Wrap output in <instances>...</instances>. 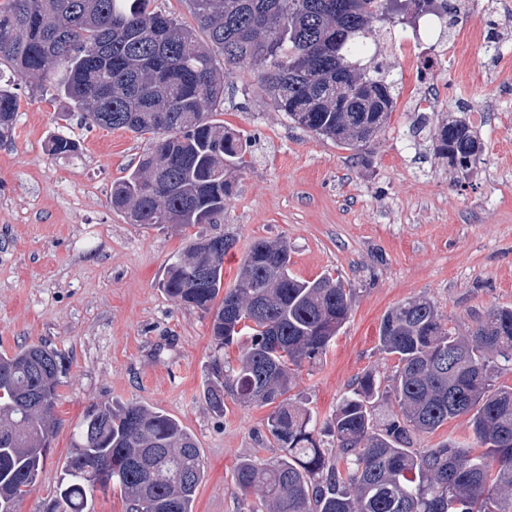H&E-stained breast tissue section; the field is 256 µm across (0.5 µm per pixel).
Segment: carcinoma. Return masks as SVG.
I'll list each match as a JSON object with an SVG mask.
<instances>
[{
  "instance_id": "carcinoma-1",
  "label": "carcinoma",
  "mask_w": 512,
  "mask_h": 512,
  "mask_svg": "<svg viewBox=\"0 0 512 512\" xmlns=\"http://www.w3.org/2000/svg\"><path fill=\"white\" fill-rule=\"evenodd\" d=\"M155 0H3L0 63L35 89L50 87L91 124L125 129L148 152L112 185V209L132 224H216L245 167L240 135L217 119L224 81L243 68L297 127L366 147L387 122L394 84L363 64L372 23H395L396 0H185L195 25ZM205 35L201 42L199 35ZM18 99L0 86V140ZM449 168L476 162L480 143L455 118L436 131ZM56 156L79 152L64 135ZM190 239L167 265L162 288L211 315L210 408L225 399L271 405L266 440L277 457L241 458L233 479L248 512H512V307L492 308L460 335L419 296L392 307L379 350L396 360L387 383L365 373L318 426L288 393L303 364L325 356L352 313L353 290L331 273L310 281L288 269V242L256 239L233 283L224 256L235 241ZM238 343L229 361L224 349ZM64 355L32 343L0 353V512L32 490L59 425ZM469 417L482 449L452 438L417 448L423 434ZM330 447H325V437ZM46 512H95V494L119 492L125 512H194L204 478L194 436L174 417L138 403L93 404L73 429ZM107 466L103 482L88 461Z\"/></svg>"
}]
</instances>
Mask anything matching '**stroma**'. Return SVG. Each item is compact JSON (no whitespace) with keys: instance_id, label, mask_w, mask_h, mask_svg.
I'll use <instances>...</instances> for the list:
<instances>
[{"instance_id":"1","label":"stroma","mask_w":512,"mask_h":512,"mask_svg":"<svg viewBox=\"0 0 512 512\" xmlns=\"http://www.w3.org/2000/svg\"><path fill=\"white\" fill-rule=\"evenodd\" d=\"M500 2L481 0L457 25L481 28L497 44L492 58L478 44L467 50V62L486 71L483 81L458 82L442 66L421 79L390 46L379 49L399 96L360 150L296 128L261 97L249 71L237 72L224 85L221 118L246 140L247 165L219 224L128 223L110 193L147 140L85 125L65 115L53 92L15 81L19 112L0 142V353L42 341L69 361L60 427L19 512H43L84 408L111 401L163 411L194 436L205 473L195 512H247L232 473L242 457L277 456L265 439L270 409L231 401L223 414L209 409L202 388L211 317L160 286L172 256L197 235L235 238L225 282L253 240L282 238L292 274L312 280L330 271L353 289L348 322L293 389L322 419L366 372L392 373L378 331L393 306L427 296L462 333L490 308L512 306V82L499 81L497 66L512 62V36L499 32ZM424 82L439 104L423 118L406 105ZM458 115L482 147L467 177L436 151L437 126ZM57 133L79 141V153L51 155Z\"/></svg>"}]
</instances>
